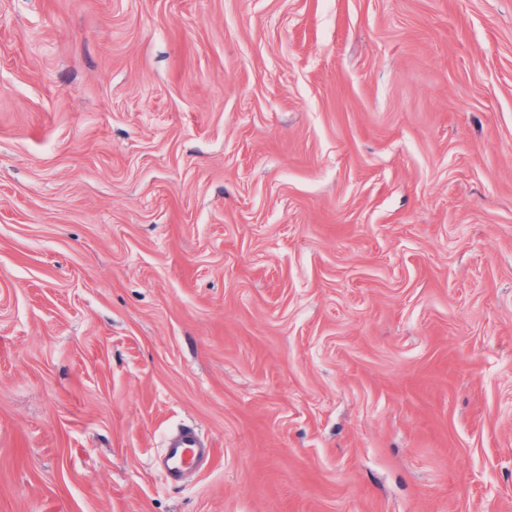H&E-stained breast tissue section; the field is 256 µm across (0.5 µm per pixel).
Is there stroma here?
Listing matches in <instances>:
<instances>
[{"label":"stroma","instance_id":"stroma-1","mask_svg":"<svg viewBox=\"0 0 512 512\" xmlns=\"http://www.w3.org/2000/svg\"><path fill=\"white\" fill-rule=\"evenodd\" d=\"M0 512H512V0H0ZM211 448L203 447L197 430L193 426H184L167 444L165 462L169 475L177 478L183 465H191L194 459L203 456L211 458Z\"/></svg>","mask_w":512,"mask_h":512}]
</instances>
